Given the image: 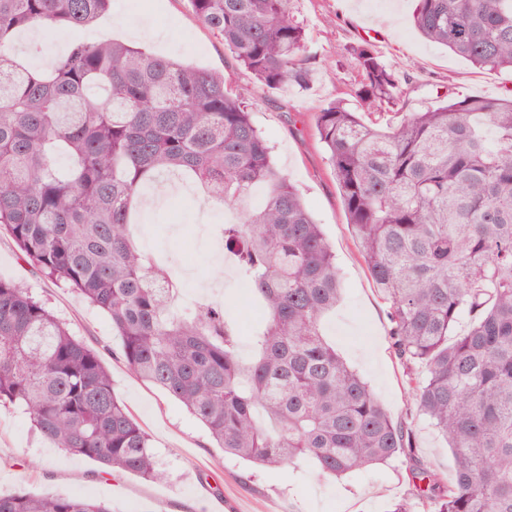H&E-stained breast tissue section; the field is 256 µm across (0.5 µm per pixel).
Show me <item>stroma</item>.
<instances>
[{
  "instance_id": "1",
  "label": "stroma",
  "mask_w": 512,
  "mask_h": 512,
  "mask_svg": "<svg viewBox=\"0 0 512 512\" xmlns=\"http://www.w3.org/2000/svg\"><path fill=\"white\" fill-rule=\"evenodd\" d=\"M306 25L308 65L314 78L308 89L292 86L264 91L230 59L224 45L193 15L187 0H116L109 14L81 32L54 38L37 34L31 42L11 45L19 62L29 56L56 57L72 41L111 38L129 42V28L153 23L157 37L147 52L182 59L223 72L235 90L244 92L255 126L273 148L278 169L303 194L332 246L342 283V297L324 321V333L347 363L367 380L395 421L412 433L414 455L438 477L447 478L453 455L429 419L414 405L404 368L388 335V305L375 288L347 223L336 181L315 125L319 108L342 99L354 103L360 80L350 46L373 42L382 59L424 93L411 106H437L440 95L498 98L512 93V71L479 69L445 47L426 40L412 22V0H294ZM167 190L161 202L134 215L137 244L150 256H163L175 278L191 286L193 300L223 302L243 321L242 357L252 354V333L261 315L229 285L215 287L218 275L235 276L219 262L223 249L214 235L218 225L234 220L232 211L213 208L194 195L186 179ZM0 278L14 281L62 322L77 339L98 348L118 397L148 433L156 461L166 479L154 483L128 473H103L99 463L70 456L32 430L20 410L0 405V492L81 495L105 503L111 512H386L411 488L406 463L388 464L343 477L319 479L311 464L264 469L225 456L189 411L161 390L135 377L119 357L120 340L109 318L70 288L52 283L17 258L14 242L0 236Z\"/></svg>"
}]
</instances>
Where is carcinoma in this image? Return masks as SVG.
I'll list each match as a JSON object with an SVG mask.
<instances>
[{"instance_id": "obj_1", "label": "carcinoma", "mask_w": 512, "mask_h": 512, "mask_svg": "<svg viewBox=\"0 0 512 512\" xmlns=\"http://www.w3.org/2000/svg\"><path fill=\"white\" fill-rule=\"evenodd\" d=\"M188 4L262 89L309 86L293 0ZM111 7L0 0V233L20 259L105 313L129 370L183 404L224 454L268 468L311 458L336 477L403 457L413 492L386 512H415V500L512 512V97L449 98L383 128L365 115L408 107L420 87L363 41L349 48L356 107L334 100L315 117L410 396L452 450L445 484L414 463L411 431L325 338L340 299L333 252L223 73L113 41L76 40L48 71L5 48L20 29H85ZM413 22L475 67L512 70V0H416ZM176 172L237 214L221 228L224 251L267 313L248 363L224 306L175 310L170 269L131 238L142 186ZM257 187L262 204L245 206ZM0 403L105 473L165 479L100 353L3 279ZM0 512L110 510L19 492L0 494Z\"/></svg>"}]
</instances>
